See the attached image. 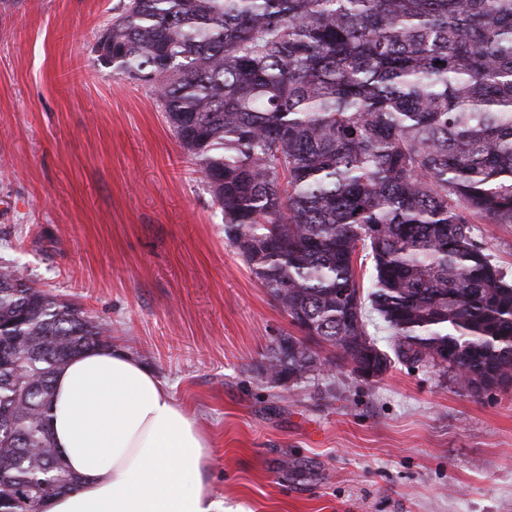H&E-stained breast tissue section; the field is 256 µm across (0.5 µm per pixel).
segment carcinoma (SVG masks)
<instances>
[{"instance_id": "obj_1", "label": "carcinoma", "mask_w": 512, "mask_h": 512, "mask_svg": "<svg viewBox=\"0 0 512 512\" xmlns=\"http://www.w3.org/2000/svg\"><path fill=\"white\" fill-rule=\"evenodd\" d=\"M99 57L151 84L224 214V236L318 338L272 382L346 365L356 341L512 389V274L475 224H512V0H118ZM372 258L371 291L356 276ZM368 299L396 336L366 330ZM75 304L0 266V512L75 478L48 428L65 357L102 345ZM333 355L320 358L313 346ZM448 353V363L435 355Z\"/></svg>"}]
</instances>
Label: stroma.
I'll list each match as a JSON object with an SVG mask.
<instances>
[{
  "instance_id": "obj_1",
  "label": "stroma",
  "mask_w": 512,
  "mask_h": 512,
  "mask_svg": "<svg viewBox=\"0 0 512 512\" xmlns=\"http://www.w3.org/2000/svg\"><path fill=\"white\" fill-rule=\"evenodd\" d=\"M116 2L0 0V263L81 306L193 411L230 512H512V391L406 363L270 385L289 318L155 93L98 61ZM475 235L512 271V224Z\"/></svg>"
}]
</instances>
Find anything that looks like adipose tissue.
<instances>
[{"instance_id": "ef3b65f1", "label": "adipose tissue", "mask_w": 512, "mask_h": 512, "mask_svg": "<svg viewBox=\"0 0 512 512\" xmlns=\"http://www.w3.org/2000/svg\"><path fill=\"white\" fill-rule=\"evenodd\" d=\"M53 388L52 442L76 486L40 512H225L207 436L136 358L112 346L83 352Z\"/></svg>"}]
</instances>
